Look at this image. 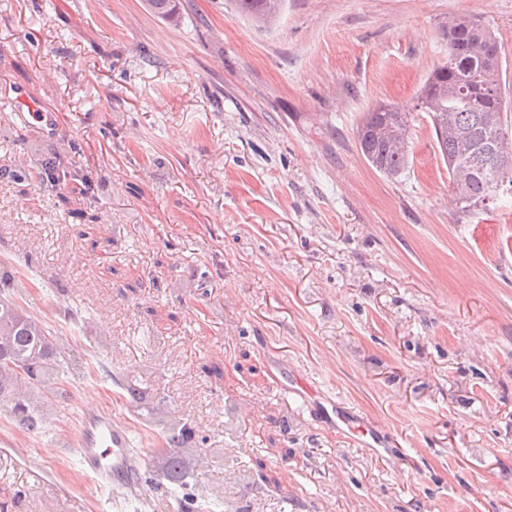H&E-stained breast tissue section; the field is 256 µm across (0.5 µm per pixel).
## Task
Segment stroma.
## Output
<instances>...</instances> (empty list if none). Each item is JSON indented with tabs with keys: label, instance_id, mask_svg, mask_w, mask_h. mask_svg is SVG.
<instances>
[{
	"label": "stroma",
	"instance_id": "35a3bbf8",
	"mask_svg": "<svg viewBox=\"0 0 512 512\" xmlns=\"http://www.w3.org/2000/svg\"><path fill=\"white\" fill-rule=\"evenodd\" d=\"M179 2L170 24L144 0H0V272L71 356L43 430L0 409V502L178 512L83 474L60 438L96 404L156 474L162 429L192 427L189 486L220 512H512V193L462 211L414 108L452 17L494 31L512 84V0H286L268 27ZM21 93L50 123L14 120ZM380 103L411 109L394 176L354 137ZM290 370L393 455L325 430Z\"/></svg>",
	"mask_w": 512,
	"mask_h": 512
}]
</instances>
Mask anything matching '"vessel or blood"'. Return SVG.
I'll return each instance as SVG.
<instances>
[{
	"mask_svg": "<svg viewBox=\"0 0 512 512\" xmlns=\"http://www.w3.org/2000/svg\"><path fill=\"white\" fill-rule=\"evenodd\" d=\"M284 390L298 399L310 415L336 433L364 448L381 452L386 440L377 424L340 400L326 396L303 375L293 376ZM78 462L96 487H106L132 495L141 493L139 462L133 452L128 426L108 409L82 412L79 429L72 441Z\"/></svg>",
	"mask_w": 512,
	"mask_h": 512,
	"instance_id": "b4317fda",
	"label": "vessel or blood"
}]
</instances>
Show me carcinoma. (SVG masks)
<instances>
[{
    "mask_svg": "<svg viewBox=\"0 0 512 512\" xmlns=\"http://www.w3.org/2000/svg\"><path fill=\"white\" fill-rule=\"evenodd\" d=\"M152 12L176 22L177 0H146ZM284 0H234L236 11L259 24L273 22ZM503 54L498 38L480 20L462 16L448 28V62L427 77L415 109L428 114L435 147L448 166L450 183L465 173L470 176L462 209L486 205L488 189L512 172V149L498 147L500 131L508 122L492 118L503 113L500 96ZM409 112L398 104L375 107L364 114L356 130L360 152L376 170L396 175L410 161L408 147L398 150L391 142L397 135L409 139ZM14 281L0 279V406L20 428L38 431L47 423L44 405L59 393L65 350L45 322L27 314L16 302ZM195 438L184 424L164 431L166 480L183 490L180 512H204L203 504L186 491V466L179 449Z\"/></svg>",
    "mask_w": 512,
    "mask_h": 512,
    "instance_id": "obj_1",
    "label": "carcinoma"
}]
</instances>
